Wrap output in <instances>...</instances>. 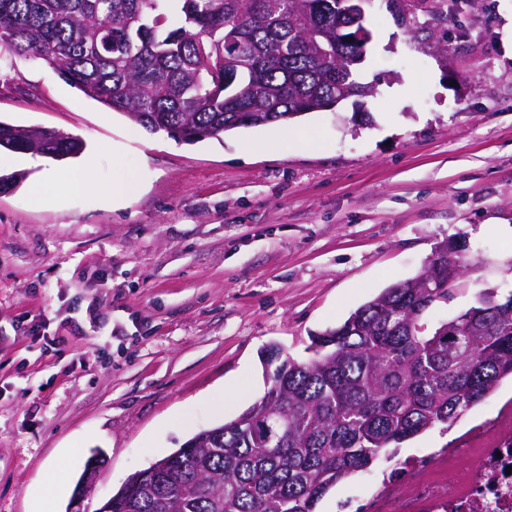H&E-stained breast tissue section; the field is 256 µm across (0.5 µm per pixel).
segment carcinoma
<instances>
[{
  "mask_svg": "<svg viewBox=\"0 0 512 512\" xmlns=\"http://www.w3.org/2000/svg\"><path fill=\"white\" fill-rule=\"evenodd\" d=\"M0 46L32 55L89 98L151 133L218 138L319 112L352 92L372 40L348 0H0ZM0 148L62 161L78 137L0 121ZM460 259L415 277L311 337L305 362L265 352L271 385L236 419L203 430L156 472L130 475L112 512H315L379 454L446 425L512 376V292L434 328Z\"/></svg>",
  "mask_w": 512,
  "mask_h": 512,
  "instance_id": "obj_1",
  "label": "carcinoma"
}]
</instances>
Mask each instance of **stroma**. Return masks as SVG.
Returning a JSON list of instances; mask_svg holds the SVG:
<instances>
[{
    "mask_svg": "<svg viewBox=\"0 0 512 512\" xmlns=\"http://www.w3.org/2000/svg\"><path fill=\"white\" fill-rule=\"evenodd\" d=\"M429 8L416 0L401 23L386 0L366 4L375 97L196 143L0 47V121L80 137L96 159L87 194L45 182L78 157L0 169L19 178L0 191V512H35L48 478L69 512L100 456L80 505L98 512L132 473L261 398L269 346L308 360L313 335L416 276L438 245L467 270L429 326L482 289L512 292V0H458L445 25ZM509 425L511 377L369 473Z\"/></svg>",
    "mask_w": 512,
    "mask_h": 512,
    "instance_id": "stroma-1",
    "label": "stroma"
}]
</instances>
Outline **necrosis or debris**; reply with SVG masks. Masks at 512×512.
Instances as JSON below:
<instances>
[{"mask_svg": "<svg viewBox=\"0 0 512 512\" xmlns=\"http://www.w3.org/2000/svg\"><path fill=\"white\" fill-rule=\"evenodd\" d=\"M472 467L457 464V451L444 448L435 457L405 461L400 474L409 476L408 492L385 482L379 494L366 501L362 512H512V433L472 449ZM448 476V489L439 492L436 471Z\"/></svg>", "mask_w": 512, "mask_h": 512, "instance_id": "4bbe7bcc", "label": "necrosis or debris"}]
</instances>
